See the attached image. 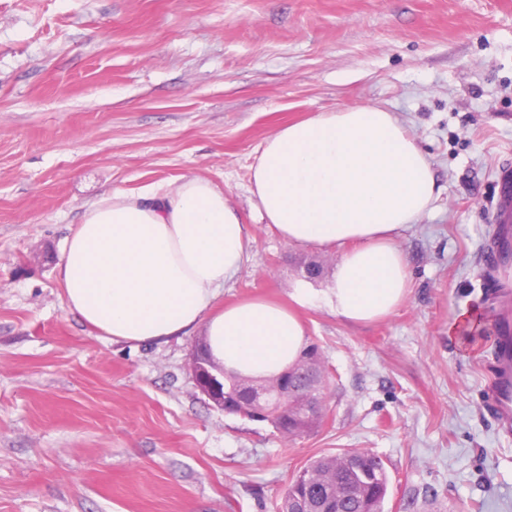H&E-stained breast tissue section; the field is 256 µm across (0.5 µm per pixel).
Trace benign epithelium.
<instances>
[{"mask_svg": "<svg viewBox=\"0 0 512 512\" xmlns=\"http://www.w3.org/2000/svg\"><path fill=\"white\" fill-rule=\"evenodd\" d=\"M190 371L196 387L202 395L226 414H242L246 411L256 420L265 416L264 410L276 404L281 411H300L316 418L325 415V404L320 398L306 396L297 390L287 378L250 383V399L239 402L226 391L224 367L205 358L199 349L191 352Z\"/></svg>", "mask_w": 512, "mask_h": 512, "instance_id": "benign-epithelium-1", "label": "benign epithelium"}]
</instances>
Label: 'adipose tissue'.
<instances>
[{
  "instance_id": "adipose-tissue-1",
  "label": "adipose tissue",
  "mask_w": 512,
  "mask_h": 512,
  "mask_svg": "<svg viewBox=\"0 0 512 512\" xmlns=\"http://www.w3.org/2000/svg\"><path fill=\"white\" fill-rule=\"evenodd\" d=\"M261 222L294 245L343 247L329 306L354 324L382 320L410 291L401 230L438 194L431 165L378 106L319 112L267 137L251 168ZM250 227L223 187L200 176L159 193L117 191L88 205L62 246V304L100 335L162 343L203 328L226 373L267 379L307 345L297 314L265 299L217 298L248 259Z\"/></svg>"
}]
</instances>
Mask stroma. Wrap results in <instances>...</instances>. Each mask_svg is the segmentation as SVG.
I'll return each instance as SVG.
<instances>
[{"label":"stroma","instance_id":"obj_1","mask_svg":"<svg viewBox=\"0 0 512 512\" xmlns=\"http://www.w3.org/2000/svg\"><path fill=\"white\" fill-rule=\"evenodd\" d=\"M366 105L396 114L440 194L398 239L407 300L354 325L326 304L341 249L262 224L249 179L282 125ZM507 162L512 0H0V512H277L347 448L384 461L385 512H512L482 262ZM183 176L251 226L225 304L310 289L298 313L333 374L317 432L289 442L207 400L202 329L132 346L64 309L55 265L84 209ZM471 307L468 351L448 324Z\"/></svg>","mask_w":512,"mask_h":512}]
</instances>
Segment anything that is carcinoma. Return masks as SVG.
<instances>
[{"label":"carcinoma","mask_w":512,"mask_h":512,"mask_svg":"<svg viewBox=\"0 0 512 512\" xmlns=\"http://www.w3.org/2000/svg\"><path fill=\"white\" fill-rule=\"evenodd\" d=\"M323 420H303L291 413L286 421H274L283 437L297 439L321 428ZM360 471L343 470L342 455H324L303 468L304 480L285 491L279 512L288 509L295 493L308 496L317 512H384L389 477L383 460L366 450L360 456Z\"/></svg>","instance_id":"obj_1"}]
</instances>
